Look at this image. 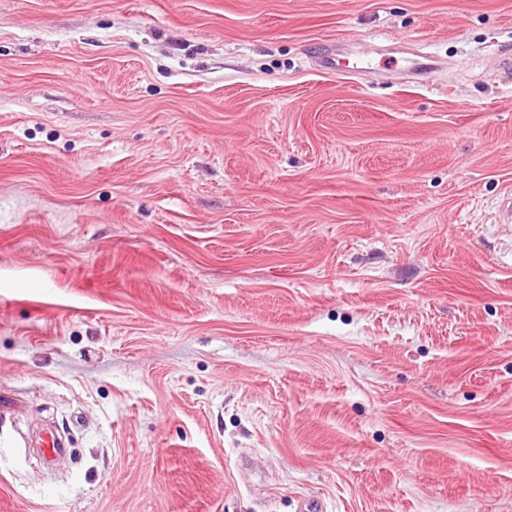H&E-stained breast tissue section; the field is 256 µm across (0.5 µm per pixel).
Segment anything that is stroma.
<instances>
[{
	"label": "stroma",
	"instance_id": "obj_1",
	"mask_svg": "<svg viewBox=\"0 0 512 512\" xmlns=\"http://www.w3.org/2000/svg\"><path fill=\"white\" fill-rule=\"evenodd\" d=\"M509 51L512 0H0V512H512Z\"/></svg>",
	"mask_w": 512,
	"mask_h": 512
}]
</instances>
